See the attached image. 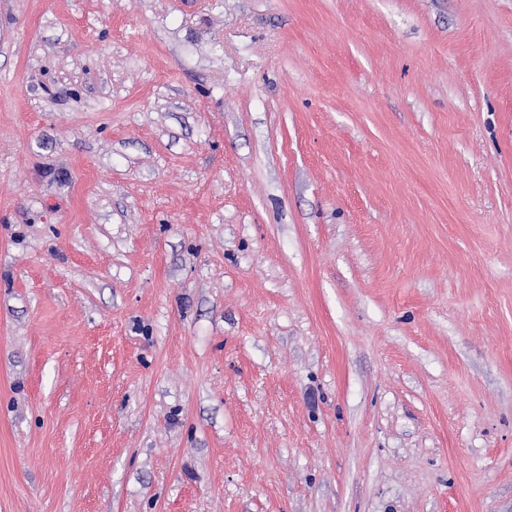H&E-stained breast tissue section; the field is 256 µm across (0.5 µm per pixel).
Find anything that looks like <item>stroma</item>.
<instances>
[{"label":"stroma","instance_id":"stroma-1","mask_svg":"<svg viewBox=\"0 0 512 512\" xmlns=\"http://www.w3.org/2000/svg\"><path fill=\"white\" fill-rule=\"evenodd\" d=\"M0 512H512V0H0Z\"/></svg>","mask_w":512,"mask_h":512}]
</instances>
